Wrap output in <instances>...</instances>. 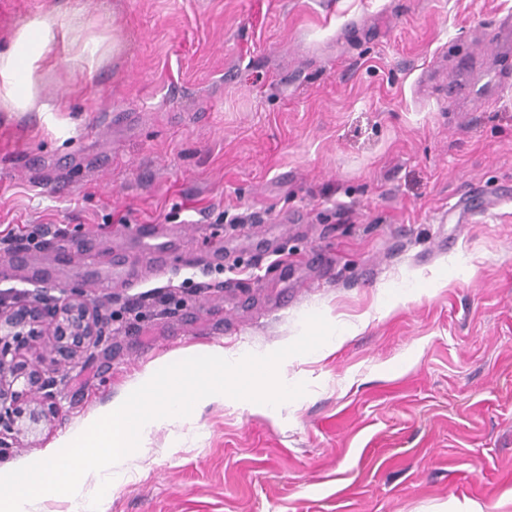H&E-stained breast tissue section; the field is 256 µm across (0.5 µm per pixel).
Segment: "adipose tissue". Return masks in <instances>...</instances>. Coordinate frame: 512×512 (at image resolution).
Listing matches in <instances>:
<instances>
[{
  "label": "adipose tissue",
  "instance_id": "1",
  "mask_svg": "<svg viewBox=\"0 0 512 512\" xmlns=\"http://www.w3.org/2000/svg\"><path fill=\"white\" fill-rule=\"evenodd\" d=\"M88 23L77 10L55 9L20 26L8 51L0 53V107L10 112H27L38 99L36 72L49 48L59 39L70 38L77 58L87 66L102 56V40L84 37Z\"/></svg>",
  "mask_w": 512,
  "mask_h": 512
}]
</instances>
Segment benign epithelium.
Here are the masks:
<instances>
[{"instance_id": "7a95c632", "label": "benign epithelium", "mask_w": 512, "mask_h": 512, "mask_svg": "<svg viewBox=\"0 0 512 512\" xmlns=\"http://www.w3.org/2000/svg\"><path fill=\"white\" fill-rule=\"evenodd\" d=\"M112 321L79 283L0 292V455L62 412L61 365L107 370Z\"/></svg>"}]
</instances>
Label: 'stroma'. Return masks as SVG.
Segmentation results:
<instances>
[{
    "instance_id": "obj_1",
    "label": "stroma",
    "mask_w": 512,
    "mask_h": 512,
    "mask_svg": "<svg viewBox=\"0 0 512 512\" xmlns=\"http://www.w3.org/2000/svg\"><path fill=\"white\" fill-rule=\"evenodd\" d=\"M56 7L117 49L54 44L38 108L0 109V230L116 334L0 470L175 352L267 354L318 312L336 348L279 368L305 395L153 428L108 512H512V0H0V52Z\"/></svg>"
}]
</instances>
